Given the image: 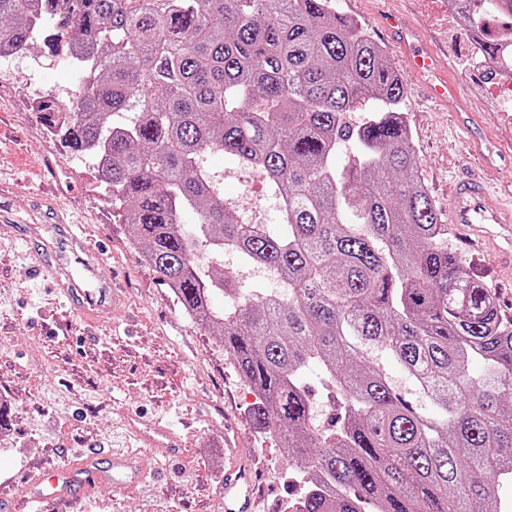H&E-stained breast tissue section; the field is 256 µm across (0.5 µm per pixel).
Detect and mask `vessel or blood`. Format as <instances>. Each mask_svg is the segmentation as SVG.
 Here are the masks:
<instances>
[{
  "instance_id": "obj_1",
  "label": "vessel or blood",
  "mask_w": 512,
  "mask_h": 512,
  "mask_svg": "<svg viewBox=\"0 0 512 512\" xmlns=\"http://www.w3.org/2000/svg\"><path fill=\"white\" fill-rule=\"evenodd\" d=\"M381 26L397 39L399 46L412 59L415 72L432 70V54L417 40L406 20L389 15L382 18ZM487 197V186L482 179H459L448 189V221L471 228L477 239L498 242L501 250L512 258V203L491 207L487 204ZM62 229L57 254L40 260L38 266L51 275L56 289L69 300L82 319L97 322L111 313L117 293L112 286L98 283L96 267L100 256L76 225L66 223ZM125 425L141 444V453L115 452L104 464L90 458L48 471L34 479L31 488L33 501L45 503L63 499L99 483L111 485L116 494L128 493L155 469L160 459L180 452L184 445L181 435L163 419L131 416ZM253 482V472L245 463H234L225 472L222 488L224 512H252Z\"/></svg>"
}]
</instances>
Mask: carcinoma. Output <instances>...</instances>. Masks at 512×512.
Returning <instances> with one entry per match:
<instances>
[{
  "mask_svg": "<svg viewBox=\"0 0 512 512\" xmlns=\"http://www.w3.org/2000/svg\"><path fill=\"white\" fill-rule=\"evenodd\" d=\"M38 37L91 49L74 59L87 80L69 116L48 95L41 120L95 158L143 260L218 330L254 424L299 469L292 512H505L492 489L512 483V320L448 249L400 112L404 79L364 28L333 0H0V44ZM353 112L367 116L349 124ZM217 152L261 175L286 232L224 200ZM228 252L281 288L256 299L202 270ZM216 292L234 304L214 309ZM310 363L330 428L299 382Z\"/></svg>",
  "mask_w": 512,
  "mask_h": 512,
  "instance_id": "1",
  "label": "carcinoma"
}]
</instances>
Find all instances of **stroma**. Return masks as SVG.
I'll list each match as a JSON object with an SVG mask.
<instances>
[{
	"label": "stroma",
	"mask_w": 512,
	"mask_h": 512,
	"mask_svg": "<svg viewBox=\"0 0 512 512\" xmlns=\"http://www.w3.org/2000/svg\"><path fill=\"white\" fill-rule=\"evenodd\" d=\"M447 9L448 0H344L342 6L404 78L401 110L420 178L437 207H445L453 180L468 176L491 184L488 203L495 206L512 188V161L485 164L471 152L456 116L476 113L507 147L512 112L486 90L487 72L462 64ZM387 13L408 21L432 47L439 70L458 79L455 99L428 98L409 60L377 25ZM82 79L81 69L39 40L0 66V212L17 223L14 237L0 238V400L11 405V423L0 433V512H35L29 487L42 468L68 466L102 448L136 450L124 426L131 414L161 417L178 428L192 423L185 451L126 495L114 496L101 485L55 501L46 512H222L216 490L236 457L261 477L255 512H285L294 492L283 477L285 452L275 437L256 429L248 414L255 396L219 336L190 320L161 275L143 261L132 226L118 217L91 159L46 134L30 108L29 88L65 104ZM60 213L106 248L99 276L122 295L111 319L95 328L33 266L28 228L44 227L41 244L53 246ZM447 243L511 318L512 269L501 266L491 246L473 245L458 225H449ZM208 402L221 405L224 416L199 420L197 408ZM228 421L238 433L235 451L224 446Z\"/></svg>",
	"instance_id": "stroma-1"
}]
</instances>
